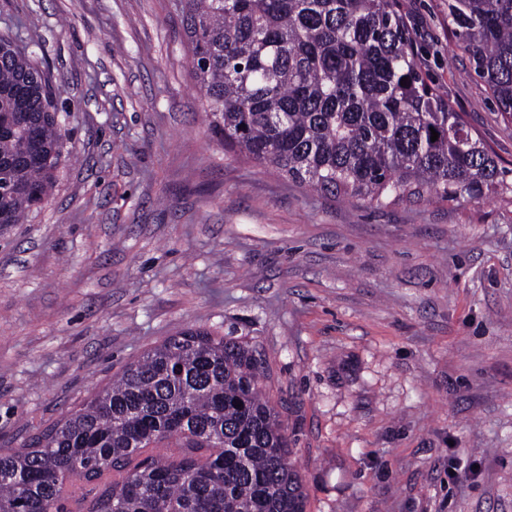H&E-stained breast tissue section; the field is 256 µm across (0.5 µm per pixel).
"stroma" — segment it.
I'll use <instances>...</instances> for the list:
<instances>
[{"instance_id":"stroma-1","label":"stroma","mask_w":512,"mask_h":512,"mask_svg":"<svg viewBox=\"0 0 512 512\" xmlns=\"http://www.w3.org/2000/svg\"><path fill=\"white\" fill-rule=\"evenodd\" d=\"M417 65L512 169V124L448 29ZM52 78L65 159L0 224V448L189 327L265 354L306 512H512V204L375 208L227 152L175 0H0Z\"/></svg>"}]
</instances>
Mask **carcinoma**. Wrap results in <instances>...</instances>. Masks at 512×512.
<instances>
[{
    "instance_id": "1",
    "label": "carcinoma",
    "mask_w": 512,
    "mask_h": 512,
    "mask_svg": "<svg viewBox=\"0 0 512 512\" xmlns=\"http://www.w3.org/2000/svg\"><path fill=\"white\" fill-rule=\"evenodd\" d=\"M446 2L470 71L512 123V0ZM177 5L212 128L238 154L377 207L512 193L509 171L419 71L398 0ZM0 126L13 128L0 135V224H20L28 190L52 192L63 135L47 77L2 39ZM269 379L242 341L170 336L63 422L0 448V512H306Z\"/></svg>"
}]
</instances>
